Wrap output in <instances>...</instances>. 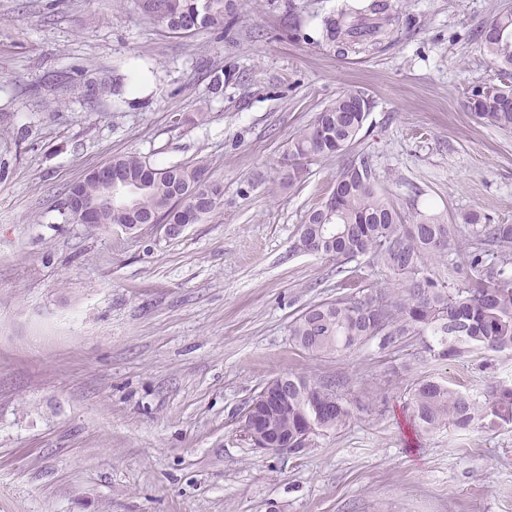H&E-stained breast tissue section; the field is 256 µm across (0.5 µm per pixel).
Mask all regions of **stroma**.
Masks as SVG:
<instances>
[{
	"label": "stroma",
	"instance_id": "stroma-1",
	"mask_svg": "<svg viewBox=\"0 0 512 512\" xmlns=\"http://www.w3.org/2000/svg\"><path fill=\"white\" fill-rule=\"evenodd\" d=\"M356 3L235 0L223 32L180 38L134 0H0V512H512V422L424 433L408 408L422 376L512 384V352L443 361L416 336L320 357L288 334L311 304L395 284L371 256L342 277L296 247L343 157L279 187L290 139L347 88L371 101L352 151L392 202L462 242L464 212L512 224V132L465 108L498 81L473 32L512 0H409L383 43L321 46ZM95 78L120 92L86 98ZM131 154L203 161L218 208L175 238L73 222L69 187ZM289 373L335 381L353 416L299 454L253 449L247 406Z\"/></svg>",
	"mask_w": 512,
	"mask_h": 512
}]
</instances>
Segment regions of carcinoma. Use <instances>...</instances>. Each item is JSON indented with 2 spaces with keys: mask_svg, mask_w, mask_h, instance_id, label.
Segmentation results:
<instances>
[{
  "mask_svg": "<svg viewBox=\"0 0 512 512\" xmlns=\"http://www.w3.org/2000/svg\"><path fill=\"white\" fill-rule=\"evenodd\" d=\"M141 14L171 34L191 35L202 29H222L231 13L232 0H136ZM404 0L395 6L388 0H372L362 10L342 12L322 19L321 41L345 53L374 46L390 36ZM503 33L482 28L481 45L504 81L488 87L484 100L467 104L477 122L512 130V11L497 13ZM357 90L343 91L336 101L318 113L308 127L291 139L288 157L297 160L331 158L344 154L356 143L368 115L345 111V99ZM112 165L133 182L146 184L131 209L116 203L95 213L103 225L128 227L150 214L158 221L178 224L182 207L174 193L207 197L218 205L219 185L204 179L206 168L197 165L155 167L136 155L116 157ZM327 200L310 211L300 236L320 237L335 229L322 257L336 260V274L346 264L369 254L380 261L399 288H359L332 301L313 304L289 325V336L299 348L315 355L345 353L374 339L382 345L407 336H432L436 345L427 351L440 360H451L472 350L512 351V224H494L479 211L463 216L470 226V250L460 253L454 225L418 212L413 206H396L377 186L366 157L349 160L341 169ZM87 198H99L108 190L92 178L77 185ZM474 272L476 281L463 276ZM387 319L378 327L377 316ZM321 388V397L308 404V387ZM409 405L421 429L444 427L469 430L512 422V385L495 384L483 402L429 376L416 379L409 388ZM276 424L288 432V447L299 453L307 443L295 441L299 421L308 418L315 430L344 426L352 416L351 403L335 383L288 375V413L273 411Z\"/></svg>",
  "mask_w": 512,
  "mask_h": 512,
  "instance_id": "cac0c4a2",
  "label": "carcinoma"
}]
</instances>
